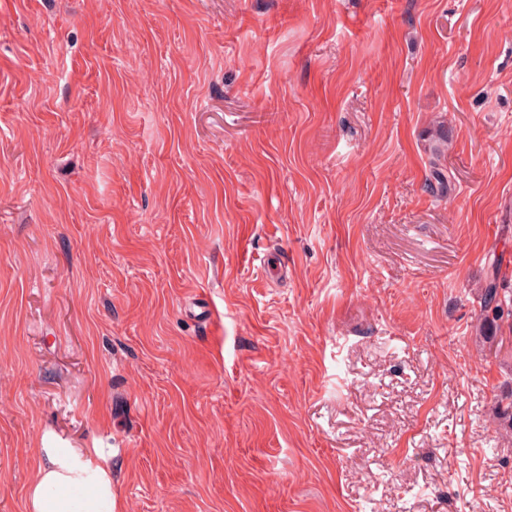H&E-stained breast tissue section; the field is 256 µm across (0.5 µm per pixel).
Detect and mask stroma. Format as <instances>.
Returning <instances> with one entry per match:
<instances>
[{
    "instance_id": "stroma-1",
    "label": "stroma",
    "mask_w": 512,
    "mask_h": 512,
    "mask_svg": "<svg viewBox=\"0 0 512 512\" xmlns=\"http://www.w3.org/2000/svg\"><path fill=\"white\" fill-rule=\"evenodd\" d=\"M493 273L512 0H0V512H512ZM481 296L483 299L482 321L484 325L492 328L496 326L498 321H502L505 312L506 316H512V298L506 297L505 292L501 297L499 288H497L496 282L491 281L486 284L485 288L481 290ZM111 460V449L53 447L44 438L27 512H117Z\"/></svg>"
}]
</instances>
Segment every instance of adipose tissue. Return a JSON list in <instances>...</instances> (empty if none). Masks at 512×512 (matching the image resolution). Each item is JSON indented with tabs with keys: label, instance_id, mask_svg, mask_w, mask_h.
<instances>
[{
	"label": "adipose tissue",
	"instance_id": "1",
	"mask_svg": "<svg viewBox=\"0 0 512 512\" xmlns=\"http://www.w3.org/2000/svg\"><path fill=\"white\" fill-rule=\"evenodd\" d=\"M111 460L102 448L43 446L27 512H116Z\"/></svg>",
	"mask_w": 512,
	"mask_h": 512
}]
</instances>
